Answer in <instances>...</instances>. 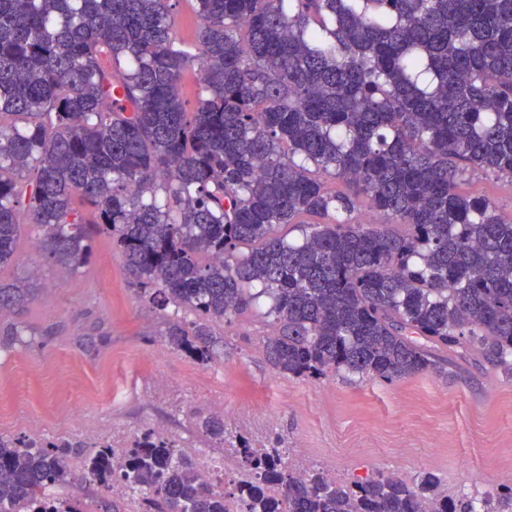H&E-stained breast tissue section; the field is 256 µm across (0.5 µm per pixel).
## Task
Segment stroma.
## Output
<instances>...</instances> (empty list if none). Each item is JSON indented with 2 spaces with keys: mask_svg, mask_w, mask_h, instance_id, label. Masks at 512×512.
<instances>
[{
  "mask_svg": "<svg viewBox=\"0 0 512 512\" xmlns=\"http://www.w3.org/2000/svg\"><path fill=\"white\" fill-rule=\"evenodd\" d=\"M461 192L489 197L512 217V183L481 174ZM18 263L0 278L32 277L38 292L22 311L0 319V377L24 365L36 381L41 410L17 406L0 416V433L45 440L73 438L86 445L121 436L124 447L155 428L195 462H218L221 448L198 434L199 415L245 407L229 431L258 448L282 439L309 449L317 465L362 480L387 472L406 481L435 474L449 496L483 489L482 466L500 470L512 486V374L481 356L449 357L439 371L385 382L358 376L318 380L277 373L265 360L266 319L215 321L220 340L202 365L165 346L170 310L142 298L109 236H98L91 264L63 275L34 237L24 236ZM21 330L22 342L11 340ZM111 363L116 395L111 404L86 403L92 429L65 417L63 388L71 360Z\"/></svg>",
  "mask_w": 512,
  "mask_h": 512,
  "instance_id": "35a3bbf8",
  "label": "stroma"
}]
</instances>
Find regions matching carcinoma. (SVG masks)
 Listing matches in <instances>:
<instances>
[{"instance_id": "carcinoma-1", "label": "carcinoma", "mask_w": 512, "mask_h": 512, "mask_svg": "<svg viewBox=\"0 0 512 512\" xmlns=\"http://www.w3.org/2000/svg\"><path fill=\"white\" fill-rule=\"evenodd\" d=\"M172 6L0 0V271L25 224L70 274L108 234L153 305L193 315L162 336L199 363L213 321L260 314L288 376L401 380L457 349L512 373V219L457 191L512 180V0H194L191 50ZM362 198L383 223L354 220ZM34 295L0 279V318ZM197 427L254 479L217 490L155 432L121 450L1 434L0 512H83L53 492L74 457L142 512H473L432 473L349 483L262 460L222 415ZM480 500L512 512V488Z\"/></svg>"}]
</instances>
